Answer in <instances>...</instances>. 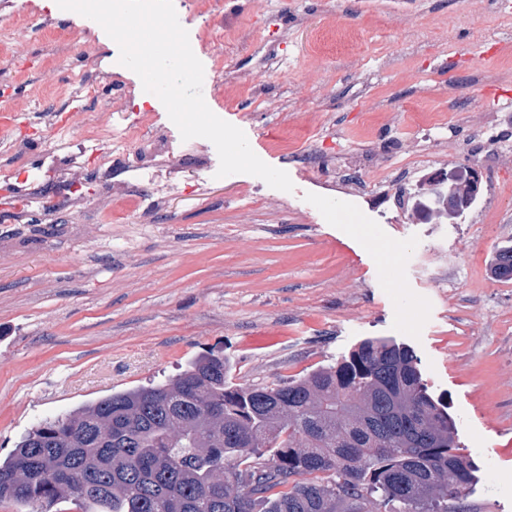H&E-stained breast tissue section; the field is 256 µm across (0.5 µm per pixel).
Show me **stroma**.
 <instances>
[{
    "label": "stroma",
    "instance_id": "35a3bbf8",
    "mask_svg": "<svg viewBox=\"0 0 512 512\" xmlns=\"http://www.w3.org/2000/svg\"><path fill=\"white\" fill-rule=\"evenodd\" d=\"M415 0H173L204 66L203 96L221 119L242 129L265 163L285 170L293 192L248 174L217 177L207 139L182 140L160 99L123 70L105 77L111 38L95 21L56 0H0V86L9 111L47 134L40 167L27 146L0 134V458L44 420L111 393L177 375L191 360L223 349L235 382L296 379L347 356L360 342L386 338L414 350L431 395L455 423L472 457L476 483L466 512H512V279L491 274L498 251L512 247V80L489 76L492 42L475 29L487 18L461 0H432L405 23ZM356 30L348 62L332 47L310 59L307 43L326 15ZM24 52L9 47L21 23ZM249 29L256 40L288 31V46L260 95L228 96L224 71L249 75L258 58L225 41L202 44V28ZM81 32L83 45L71 44ZM424 53L408 57L413 33ZM396 110L439 113L432 144L409 160L405 121L363 142L368 97ZM89 127L101 113H150L171 163L141 164L111 138L66 149L49 129L70 99ZM493 116L485 132L462 124L457 102ZM305 137L282 152L281 130ZM112 158V193L93 178ZM379 157L381 189L349 192L346 174ZM464 185L483 175L475 203L436 213L428 172ZM78 178L75 200L46 209L61 177ZM136 188L135 205L114 198ZM410 206L399 219L395 195Z\"/></svg>",
    "mask_w": 512,
    "mask_h": 512
}]
</instances>
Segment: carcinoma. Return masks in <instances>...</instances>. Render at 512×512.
<instances>
[{"mask_svg":"<svg viewBox=\"0 0 512 512\" xmlns=\"http://www.w3.org/2000/svg\"><path fill=\"white\" fill-rule=\"evenodd\" d=\"M492 273L512 279V247ZM409 347L374 338L281 384L233 382L222 351L175 378L33 426L0 502L51 512H458L475 481Z\"/></svg>","mask_w":512,"mask_h":512,"instance_id":"cac0c4a2","label":"carcinoma"}]
</instances>
